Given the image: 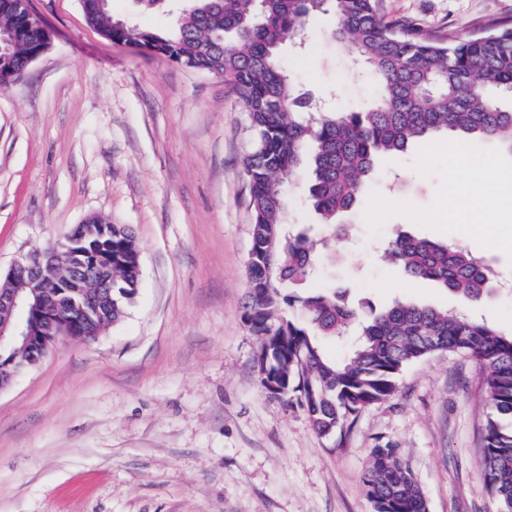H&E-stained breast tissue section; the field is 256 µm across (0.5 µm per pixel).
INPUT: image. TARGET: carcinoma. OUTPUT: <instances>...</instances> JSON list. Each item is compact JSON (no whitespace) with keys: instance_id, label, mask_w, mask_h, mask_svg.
Wrapping results in <instances>:
<instances>
[{"instance_id":"cac0c4a2","label":"carcinoma","mask_w":512,"mask_h":512,"mask_svg":"<svg viewBox=\"0 0 512 512\" xmlns=\"http://www.w3.org/2000/svg\"><path fill=\"white\" fill-rule=\"evenodd\" d=\"M0 0V70L21 71L29 54L47 48L44 28ZM111 0L81 4L87 20L111 41L217 74L248 112L254 144L244 157L251 211L250 289L245 315L271 375L284 381L317 432L341 433L364 407L388 400L400 374L438 352L463 353L482 369L486 415L483 472L500 512H512V334L465 312L406 301L355 306L335 287L284 294L317 274L316 253L332 250L337 222L362 197L376 159L406 152L443 134L497 140L512 151V26L491 21L481 37L436 36L413 21L388 23L380 0H188L165 32L112 18ZM336 17L334 40L353 49L378 84L364 112L317 111L292 93L280 47L300 34L314 13ZM309 200L323 234L312 238L288 224L285 182L306 153ZM139 258L132 231L112 229V323L136 295ZM384 258L407 276L428 280L466 304L492 290V267L459 246L398 232ZM299 310L298 317L293 311ZM353 341L341 360L326 355L322 338ZM373 512H427L426 498L400 450H372L363 476Z\"/></svg>"}]
</instances>
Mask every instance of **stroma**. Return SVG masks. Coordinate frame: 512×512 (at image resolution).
Returning a JSON list of instances; mask_svg holds the SVG:
<instances>
[{"instance_id": "35a3bbf8", "label": "stroma", "mask_w": 512, "mask_h": 512, "mask_svg": "<svg viewBox=\"0 0 512 512\" xmlns=\"http://www.w3.org/2000/svg\"><path fill=\"white\" fill-rule=\"evenodd\" d=\"M47 49L0 85V271L97 216L129 226L141 280L124 316L96 342L59 340L0 392V512H372L362 477L377 444L400 448L429 512H498L481 475V373L464 354L409 366L396 395L324 437L305 410L269 394L244 318L251 249L242 160L253 134L223 78L110 41L79 0H28ZM167 11L112 15L147 29ZM386 21L434 34L512 22V0H381ZM313 17L281 60L295 88L356 112L376 86ZM441 138L379 160L337 238L336 280L351 298L462 310L455 295L402 276L381 253L398 231L463 246L512 278V247L486 245L451 216Z\"/></svg>"}]
</instances>
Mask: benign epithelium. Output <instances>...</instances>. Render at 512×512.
Returning <instances> with one entry per match:
<instances>
[{
	"instance_id": "7a95c632",
	"label": "benign epithelium",
	"mask_w": 512,
	"mask_h": 512,
	"mask_svg": "<svg viewBox=\"0 0 512 512\" xmlns=\"http://www.w3.org/2000/svg\"><path fill=\"white\" fill-rule=\"evenodd\" d=\"M110 224L91 217L65 241L28 253L6 274L13 283L0 289V391L25 368L38 363L63 338L90 342L103 333L112 308V253L95 247Z\"/></svg>"
}]
</instances>
